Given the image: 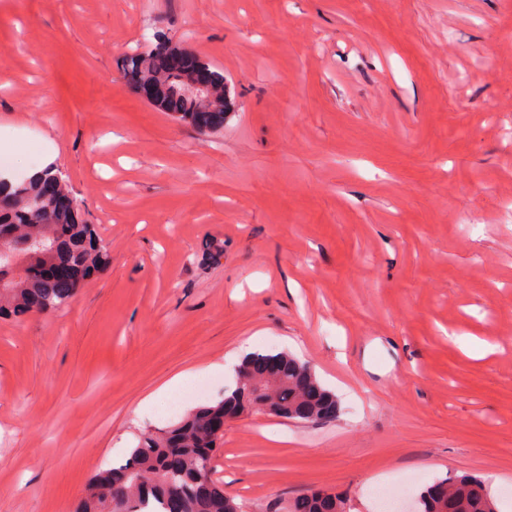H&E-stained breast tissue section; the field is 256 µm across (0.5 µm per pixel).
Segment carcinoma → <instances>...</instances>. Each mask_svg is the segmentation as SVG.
I'll list each match as a JSON object with an SVG mask.
<instances>
[{"label": "carcinoma", "instance_id": "obj_1", "mask_svg": "<svg viewBox=\"0 0 512 512\" xmlns=\"http://www.w3.org/2000/svg\"><path fill=\"white\" fill-rule=\"evenodd\" d=\"M156 54L133 53L125 65L137 80L167 85L162 108L193 121L198 103L182 96V79L157 69ZM54 179L59 195L70 194L64 178L49 172L40 179L0 187V315L47 314L67 305L82 280L99 269L106 247L78 212H57L43 197ZM72 265L63 282L44 281L39 266ZM274 362L272 371L263 364ZM233 390L216 403L190 411L167 430L141 436L124 461L96 474L79 497L75 512H245L213 478V458L222 434L214 424L244 413L270 414L302 422L336 417V395L326 389L312 367L286 352L258 350L236 367ZM495 498L482 481L444 478L428 487L414 512H490ZM262 512H346L344 498L312 491L292 499L276 497Z\"/></svg>", "mask_w": 512, "mask_h": 512}]
</instances>
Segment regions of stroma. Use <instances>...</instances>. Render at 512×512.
Here are the masks:
<instances>
[{"instance_id": "stroma-1", "label": "stroma", "mask_w": 512, "mask_h": 512, "mask_svg": "<svg viewBox=\"0 0 512 512\" xmlns=\"http://www.w3.org/2000/svg\"><path fill=\"white\" fill-rule=\"evenodd\" d=\"M161 38L223 74L220 131L132 84ZM0 152L51 162L110 255L0 319V512H71L221 400L246 338L340 403L225 422L214 476L247 512L312 489L377 512L375 487L456 474L512 512V0H0ZM189 369L204 394L140 410Z\"/></svg>"}]
</instances>
